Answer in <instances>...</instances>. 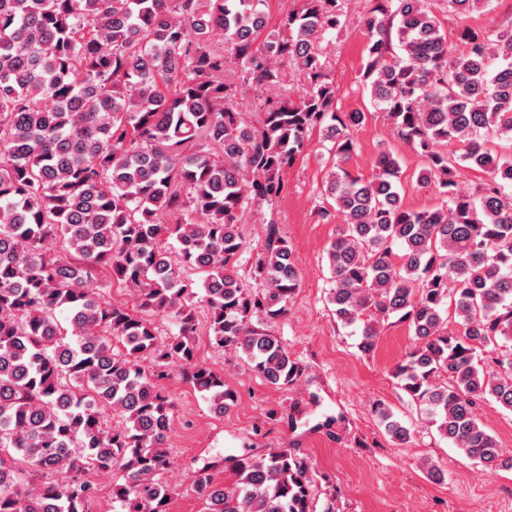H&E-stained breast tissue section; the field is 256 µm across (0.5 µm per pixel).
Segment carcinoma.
<instances>
[{
	"label": "carcinoma",
	"mask_w": 512,
	"mask_h": 512,
	"mask_svg": "<svg viewBox=\"0 0 512 512\" xmlns=\"http://www.w3.org/2000/svg\"><path fill=\"white\" fill-rule=\"evenodd\" d=\"M372 2L362 79L394 136L421 150L419 183L445 195L432 209L403 206L389 149L370 179L345 168L365 113L336 110L318 51L342 0H306L263 39L266 0H0V512H89V472L114 470L113 512H169L164 369L220 414L237 400L197 361L198 300L216 347L270 385L300 383L304 368L252 322L287 315L292 248L267 221L249 286L239 224L279 197L317 128L333 160L320 213L340 224L326 251L332 314L358 326L364 355L381 322L407 323L415 343L395 378L421 421L482 469H512L475 413L488 397L512 411V33L467 28L459 53L429 0ZM290 69L307 83L296 99ZM246 84L267 91L255 119L237 108ZM461 161L486 174L470 192L455 189ZM97 281L131 289L137 308L98 299ZM155 315L178 334L159 342ZM373 413L409 441L388 405ZM230 473L191 472L205 512H311L313 467L288 448L232 458Z\"/></svg>",
	"instance_id": "cac0c4a2"
}]
</instances>
